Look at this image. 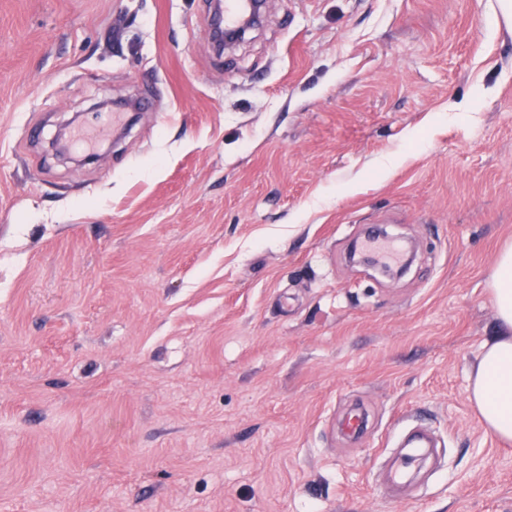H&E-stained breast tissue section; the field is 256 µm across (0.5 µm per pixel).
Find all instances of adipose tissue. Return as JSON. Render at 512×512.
<instances>
[{"mask_svg":"<svg viewBox=\"0 0 512 512\" xmlns=\"http://www.w3.org/2000/svg\"><path fill=\"white\" fill-rule=\"evenodd\" d=\"M501 325L499 335L484 344L473 371L470 399L487 429L512 441V245L499 254L490 283Z\"/></svg>","mask_w":512,"mask_h":512,"instance_id":"adipose-tissue-1","label":"adipose tissue"}]
</instances>
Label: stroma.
Masks as SVG:
<instances>
[{
	"label": "stroma",
	"mask_w": 512,
	"mask_h": 512,
	"mask_svg": "<svg viewBox=\"0 0 512 512\" xmlns=\"http://www.w3.org/2000/svg\"><path fill=\"white\" fill-rule=\"evenodd\" d=\"M498 11L267 0L219 54L208 0H0V512H512L469 399L512 241ZM74 116L104 159L47 151ZM370 226L403 277L350 261ZM418 424L443 457L401 503Z\"/></svg>",
	"instance_id": "obj_1"
}]
</instances>
